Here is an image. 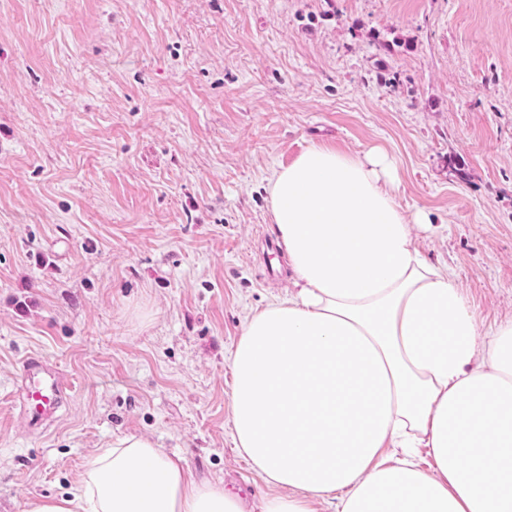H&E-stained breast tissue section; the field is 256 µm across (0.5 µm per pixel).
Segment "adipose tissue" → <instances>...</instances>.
<instances>
[{"label": "adipose tissue", "instance_id": "obj_1", "mask_svg": "<svg viewBox=\"0 0 512 512\" xmlns=\"http://www.w3.org/2000/svg\"><path fill=\"white\" fill-rule=\"evenodd\" d=\"M395 166L311 146L268 186L294 272L236 346V446L274 489L262 512H512V319L479 330L418 244ZM430 463L421 468L420 452ZM26 512H246L145 436L99 449Z\"/></svg>", "mask_w": 512, "mask_h": 512}]
</instances>
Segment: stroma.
<instances>
[{
	"mask_svg": "<svg viewBox=\"0 0 512 512\" xmlns=\"http://www.w3.org/2000/svg\"><path fill=\"white\" fill-rule=\"evenodd\" d=\"M382 147L477 324L512 318V0H0V512L123 435L261 512L232 355L292 272L267 186ZM76 381L13 410L26 358Z\"/></svg>",
	"mask_w": 512,
	"mask_h": 512,
	"instance_id": "stroma-1",
	"label": "stroma"
}]
</instances>
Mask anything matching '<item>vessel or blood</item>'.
Listing matches in <instances>:
<instances>
[{
  "mask_svg": "<svg viewBox=\"0 0 512 512\" xmlns=\"http://www.w3.org/2000/svg\"><path fill=\"white\" fill-rule=\"evenodd\" d=\"M19 383L24 393V408L35 419L55 413L74 389L73 379L56 363L40 355L26 359Z\"/></svg>",
  "mask_w": 512,
  "mask_h": 512,
  "instance_id": "b4317fda",
  "label": "vessel or blood"
}]
</instances>
